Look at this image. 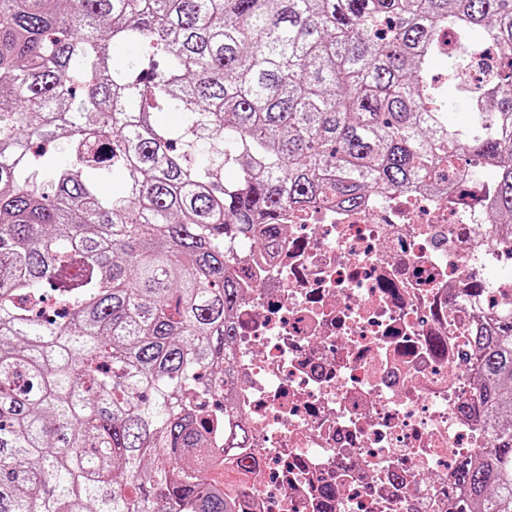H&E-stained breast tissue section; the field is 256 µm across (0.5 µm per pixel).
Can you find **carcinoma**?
I'll return each instance as SVG.
<instances>
[{
	"mask_svg": "<svg viewBox=\"0 0 512 512\" xmlns=\"http://www.w3.org/2000/svg\"><path fill=\"white\" fill-rule=\"evenodd\" d=\"M451 157L512 218V0H0V512H236L200 466L232 248ZM471 345L459 512H512V321Z\"/></svg>",
	"mask_w": 512,
	"mask_h": 512,
	"instance_id": "1",
	"label": "carcinoma"
}]
</instances>
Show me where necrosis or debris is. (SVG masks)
Returning <instances> with one entry per match:
<instances>
[{"mask_svg": "<svg viewBox=\"0 0 512 512\" xmlns=\"http://www.w3.org/2000/svg\"><path fill=\"white\" fill-rule=\"evenodd\" d=\"M456 171L439 194L403 188L293 206L274 248L239 247L243 296L230 427L204 468L233 477L237 512H454L461 457L490 445L465 405L473 335L512 315V224Z\"/></svg>", "mask_w": 512, "mask_h": 512, "instance_id": "necrosis-or-debris-1", "label": "necrosis or debris"}]
</instances>
